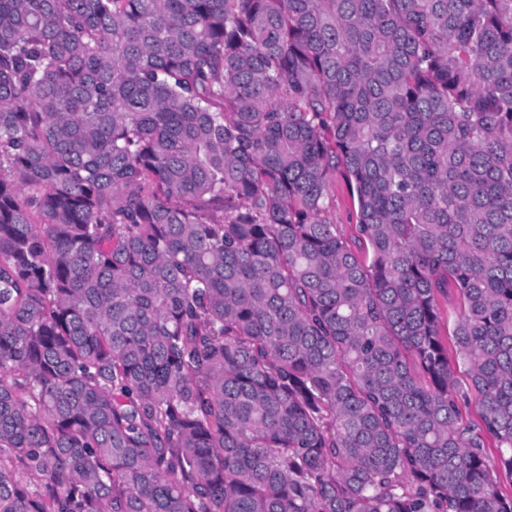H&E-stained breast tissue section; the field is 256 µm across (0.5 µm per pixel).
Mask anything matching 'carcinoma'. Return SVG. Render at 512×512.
Wrapping results in <instances>:
<instances>
[{"label":"carcinoma","instance_id":"carcinoma-1","mask_svg":"<svg viewBox=\"0 0 512 512\" xmlns=\"http://www.w3.org/2000/svg\"><path fill=\"white\" fill-rule=\"evenodd\" d=\"M497 470L512 0H0V512H512ZM336 209L333 218L336 224H341L343 230L350 236L357 224V202L353 199L348 186L337 173L335 180Z\"/></svg>","mask_w":512,"mask_h":512}]
</instances>
